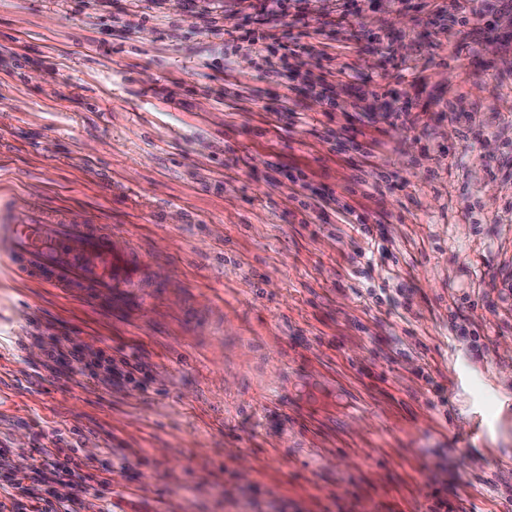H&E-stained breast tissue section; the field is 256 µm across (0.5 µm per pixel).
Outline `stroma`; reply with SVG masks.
<instances>
[{
    "instance_id": "35a3bbf8",
    "label": "stroma",
    "mask_w": 512,
    "mask_h": 512,
    "mask_svg": "<svg viewBox=\"0 0 512 512\" xmlns=\"http://www.w3.org/2000/svg\"><path fill=\"white\" fill-rule=\"evenodd\" d=\"M475 7L0 0V224L151 263L111 311L0 261V488L44 443L89 512H512V0Z\"/></svg>"
}]
</instances>
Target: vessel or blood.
<instances>
[{"mask_svg":"<svg viewBox=\"0 0 512 512\" xmlns=\"http://www.w3.org/2000/svg\"><path fill=\"white\" fill-rule=\"evenodd\" d=\"M0 254L41 285L107 306L117 294L148 297L147 257L92 224H1Z\"/></svg>","mask_w":512,"mask_h":512,"instance_id":"b4317fda","label":"vessel or blood"}]
</instances>
